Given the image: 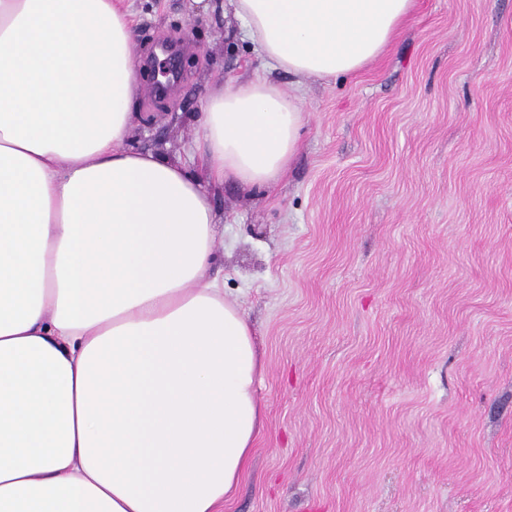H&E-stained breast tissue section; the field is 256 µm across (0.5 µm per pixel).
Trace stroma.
Segmentation results:
<instances>
[{"label": "stroma", "mask_w": 512, "mask_h": 512, "mask_svg": "<svg viewBox=\"0 0 512 512\" xmlns=\"http://www.w3.org/2000/svg\"><path fill=\"white\" fill-rule=\"evenodd\" d=\"M139 150L201 172L215 87L303 107L272 190L208 187L256 329L265 427L224 512H512V0H419L385 53L321 81L267 63L229 0H125ZM179 38L153 102L142 59Z\"/></svg>", "instance_id": "1"}]
</instances>
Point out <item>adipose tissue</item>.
Listing matches in <instances>:
<instances>
[{"mask_svg": "<svg viewBox=\"0 0 512 512\" xmlns=\"http://www.w3.org/2000/svg\"><path fill=\"white\" fill-rule=\"evenodd\" d=\"M124 0H0V512H224L264 427L254 333L208 186L263 191L300 148L293 96L215 90L204 175L129 144ZM262 56L335 79L417 0H232Z\"/></svg>", "mask_w": 512, "mask_h": 512, "instance_id": "1", "label": "adipose tissue"}]
</instances>
